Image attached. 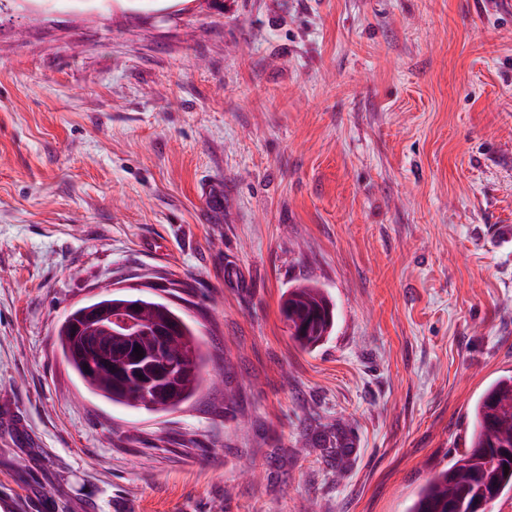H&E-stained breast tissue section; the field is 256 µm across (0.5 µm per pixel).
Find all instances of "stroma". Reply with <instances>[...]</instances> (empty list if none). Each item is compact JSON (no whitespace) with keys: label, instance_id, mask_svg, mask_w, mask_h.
Masks as SVG:
<instances>
[{"label":"stroma","instance_id":"1","mask_svg":"<svg viewBox=\"0 0 512 512\" xmlns=\"http://www.w3.org/2000/svg\"><path fill=\"white\" fill-rule=\"evenodd\" d=\"M147 279L207 356L161 414L57 341L94 286ZM306 281L336 309L310 351L280 314ZM510 371L511 11L0 0L13 512H405Z\"/></svg>","mask_w":512,"mask_h":512}]
</instances>
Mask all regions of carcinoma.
Returning a JSON list of instances; mask_svg holds the SVG:
<instances>
[{"instance_id":"obj_1","label":"carcinoma","mask_w":512,"mask_h":512,"mask_svg":"<svg viewBox=\"0 0 512 512\" xmlns=\"http://www.w3.org/2000/svg\"><path fill=\"white\" fill-rule=\"evenodd\" d=\"M287 301L304 311H318L329 304L324 291L312 283H299L288 289ZM180 319V336L185 341V371L182 379L183 401L192 398L201 382V367L206 361L192 324L183 313L168 307ZM329 334L326 325L309 334L297 331L291 338L303 348H314ZM83 384L93 393L112 403L141 409L139 387L135 382L126 389L110 392L107 379L87 372L94 367L91 358L69 362ZM469 446L447 468L421 485L408 512H477L479 502L490 496L499 499L512 493V372L490 383L474 402L470 413ZM509 471H504V467Z\"/></svg>"}]
</instances>
